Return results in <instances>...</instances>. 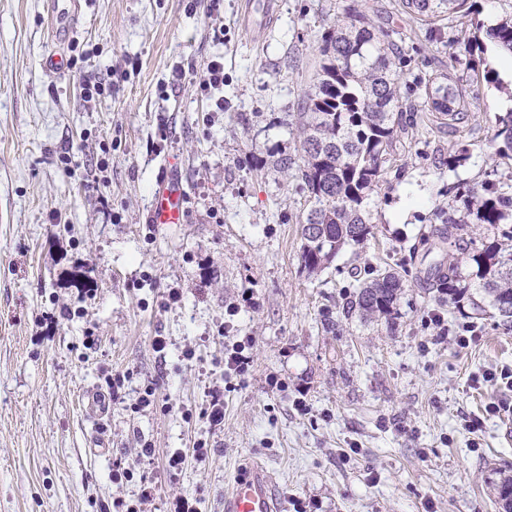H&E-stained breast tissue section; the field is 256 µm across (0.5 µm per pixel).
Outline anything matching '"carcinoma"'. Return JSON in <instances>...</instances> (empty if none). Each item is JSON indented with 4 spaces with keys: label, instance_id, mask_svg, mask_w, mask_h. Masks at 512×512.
I'll list each match as a JSON object with an SVG mask.
<instances>
[{
    "label": "carcinoma",
    "instance_id": "obj_1",
    "mask_svg": "<svg viewBox=\"0 0 512 512\" xmlns=\"http://www.w3.org/2000/svg\"><path fill=\"white\" fill-rule=\"evenodd\" d=\"M498 20L478 19L477 0H389L377 17L352 6L322 38L313 87L304 92L292 125L299 134V158H281L296 168L310 205L298 220L301 266L323 271L345 247L373 236L366 210L396 154L397 143L416 133L405 112H426L431 128L453 130L464 119L468 93L462 81L442 73L419 83L414 99L401 92L397 65L405 63L402 43L421 31L430 39L445 30L457 35L469 54L480 53L473 70L486 64L488 46L512 54V0H491ZM498 155L512 158V110L496 116ZM505 181L485 180L478 188H448L452 204L435 210L437 224L421 234L413 255L430 258L417 280L440 304L470 319L492 314L512 331V234L499 233L512 221V194ZM350 309L365 321L392 318L404 291L403 276L389 267L367 269ZM494 491L504 512H512V464L498 469Z\"/></svg>",
    "mask_w": 512,
    "mask_h": 512
}]
</instances>
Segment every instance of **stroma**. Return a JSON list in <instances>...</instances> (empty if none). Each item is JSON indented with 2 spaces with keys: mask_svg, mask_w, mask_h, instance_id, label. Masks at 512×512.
Wrapping results in <instances>:
<instances>
[{
  "mask_svg": "<svg viewBox=\"0 0 512 512\" xmlns=\"http://www.w3.org/2000/svg\"><path fill=\"white\" fill-rule=\"evenodd\" d=\"M383 2L274 0L253 43L243 0L216 13L209 0H82L57 48L46 0H0V512H114L119 499L170 512L177 497L224 512L237 472L257 463L283 512H501L492 483L512 463V413L486 407L512 387L482 376L512 369V333L488 317L455 345L468 322L417 288L410 248L449 186L512 176L494 138L512 97L475 76L464 50L452 63L426 36L406 42L402 93L451 70L470 86L469 116L403 141L370 202L373 238L315 276L300 266L308 192L275 165L297 153L289 115L337 12ZM56 48L70 62L62 77L43 68ZM215 58L220 112L191 82ZM166 159L186 185V220L151 225ZM372 264L405 279L394 319L347 306ZM238 341L252 359L241 377L224 371ZM112 374L121 398L93 421L82 393ZM148 387L153 404L136 409ZM216 391L219 426L206 415ZM199 442L202 461L190 455ZM176 450L188 458L173 471ZM119 466L136 480L114 483Z\"/></svg>",
  "mask_w": 512,
  "mask_h": 512,
  "instance_id": "35a3bbf8",
  "label": "stroma"
}]
</instances>
